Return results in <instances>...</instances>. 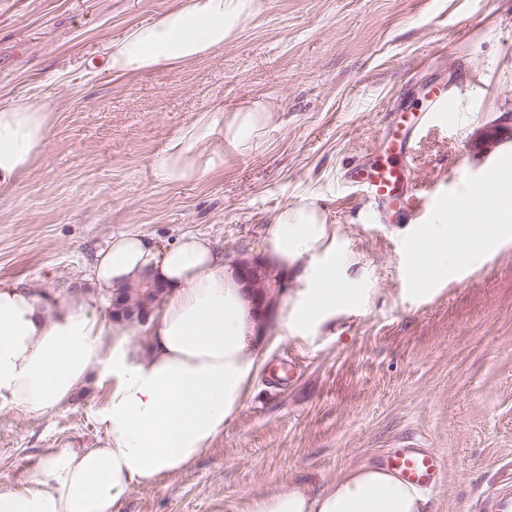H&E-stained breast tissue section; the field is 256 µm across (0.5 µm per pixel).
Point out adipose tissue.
I'll list each match as a JSON object with an SVG mask.
<instances>
[{
    "instance_id": "1",
    "label": "adipose tissue",
    "mask_w": 512,
    "mask_h": 512,
    "mask_svg": "<svg viewBox=\"0 0 512 512\" xmlns=\"http://www.w3.org/2000/svg\"><path fill=\"white\" fill-rule=\"evenodd\" d=\"M264 0H180L152 21L104 45L112 76L173 71L222 50ZM50 100L22 96L0 107V197L49 139ZM262 106L225 123L206 118L174 137L156 165L178 182L207 172L215 139L236 147L256 132ZM512 224V175L483 192L465 218L444 208L424 225L413 268L419 282L447 275L463 254L496 246L486 219ZM273 266L300 259L295 299L280 316L282 331L305 333L354 302L336 263V231L311 203L278 211L267 233ZM169 289L151 315L145 347L130 345V325L113 321V292L143 275ZM262 360L257 322L243 285L211 239L186 232L159 246L132 230L98 251L80 291L53 301L34 286L0 282V406L44 415L65 405L91 374L109 380L100 411L105 438L95 448H60L29 482L0 491V512H121L135 483L180 473L206 453L240 408ZM243 512H429L427 498L384 468L361 465L318 495L289 485L248 500Z\"/></svg>"
}]
</instances>
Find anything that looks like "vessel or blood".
I'll return each instance as SVG.
<instances>
[{"label":"vessel or blood","mask_w":512,"mask_h":512,"mask_svg":"<svg viewBox=\"0 0 512 512\" xmlns=\"http://www.w3.org/2000/svg\"><path fill=\"white\" fill-rule=\"evenodd\" d=\"M427 98L430 110L423 121L444 120L449 127L457 126L459 111L441 85H431ZM421 123L387 124L381 133L382 153L357 163L348 175L350 188L362 192L374 204L379 223H388L390 215L412 208L415 184L410 166L411 150ZM382 462L388 471L422 490L436 487L446 468L445 461L428 448H393L386 452ZM480 512H512L511 476L484 496Z\"/></svg>","instance_id":"obj_1"}]
</instances>
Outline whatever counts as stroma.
I'll use <instances>...</instances> for the list:
<instances>
[{
	"instance_id": "stroma-1",
	"label": "stroma",
	"mask_w": 512,
	"mask_h": 512,
	"mask_svg": "<svg viewBox=\"0 0 512 512\" xmlns=\"http://www.w3.org/2000/svg\"><path fill=\"white\" fill-rule=\"evenodd\" d=\"M176 0H0V106H56L48 142L0 198V281L53 298L112 236L157 244L192 231L226 264L266 256L284 206L314 203L336 229V260L358 298L308 336L270 319L265 362L211 450L178 475L134 485L122 512H241L285 484L318 492L390 448L446 462L430 512H477L512 474V237L414 283L407 246L438 206L512 165V0H266L223 50L174 71L115 77L101 50ZM448 87L457 128L418 140L417 197L405 223L379 224L344 181L379 146L398 105ZM270 110L245 148L205 176L158 179L175 136L254 104ZM102 391L41 416L0 407V489L24 485L57 448L100 445Z\"/></svg>"
}]
</instances>
